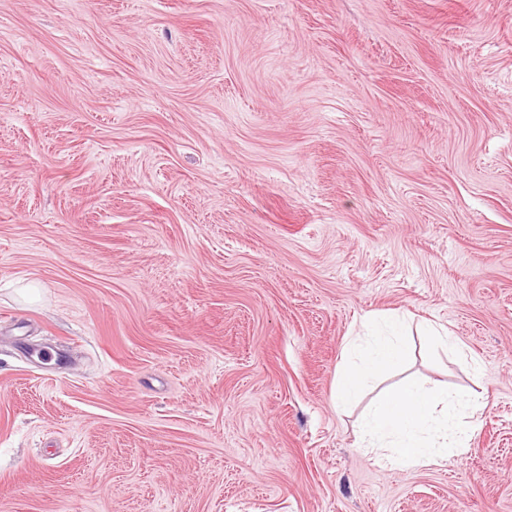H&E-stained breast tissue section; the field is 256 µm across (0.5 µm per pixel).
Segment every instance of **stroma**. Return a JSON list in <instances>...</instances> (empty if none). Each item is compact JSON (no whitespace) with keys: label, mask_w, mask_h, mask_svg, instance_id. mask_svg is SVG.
<instances>
[{"label":"stroma","mask_w":512,"mask_h":512,"mask_svg":"<svg viewBox=\"0 0 512 512\" xmlns=\"http://www.w3.org/2000/svg\"><path fill=\"white\" fill-rule=\"evenodd\" d=\"M411 376L463 454L359 448ZM0 512H512V0H0ZM409 347L398 324L386 325L374 335L353 336L346 346L344 363L335 382L334 403L345 406L358 399L374 375L402 364ZM359 354L360 362L349 361Z\"/></svg>","instance_id":"1"}]
</instances>
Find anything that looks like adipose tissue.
<instances>
[{"label": "adipose tissue", "instance_id": "obj_1", "mask_svg": "<svg viewBox=\"0 0 512 512\" xmlns=\"http://www.w3.org/2000/svg\"><path fill=\"white\" fill-rule=\"evenodd\" d=\"M409 347L398 324L356 336L334 385L335 404L358 399L374 375L402 364ZM481 402L472 390L435 389L408 382L387 390L358 423L363 448L376 460L404 467L425 466L463 454L473 436Z\"/></svg>", "mask_w": 512, "mask_h": 512}]
</instances>
